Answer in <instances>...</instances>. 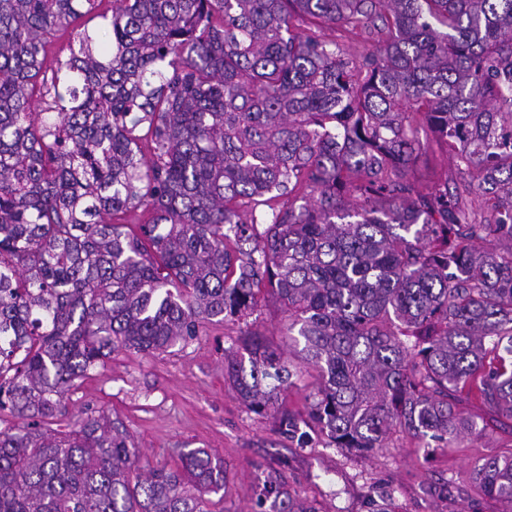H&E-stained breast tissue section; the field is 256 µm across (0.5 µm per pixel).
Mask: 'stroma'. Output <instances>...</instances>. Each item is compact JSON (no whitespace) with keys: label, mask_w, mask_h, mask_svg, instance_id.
<instances>
[{"label":"stroma","mask_w":512,"mask_h":512,"mask_svg":"<svg viewBox=\"0 0 512 512\" xmlns=\"http://www.w3.org/2000/svg\"><path fill=\"white\" fill-rule=\"evenodd\" d=\"M241 328L233 320L209 323L185 347L114 352L67 394L66 413L50 428L69 430L91 412L119 418L149 467L173 464L180 448L207 449L226 468L224 512H252L267 475L314 501L319 512H369L373 489L391 492L393 512H505L475 490L470 476L478 458L512 446V431L490 426L428 457L412 438L360 456L297 447L276 433L271 415L248 410L224 377V351Z\"/></svg>","instance_id":"1"}]
</instances>
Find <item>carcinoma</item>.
Segmentation results:
<instances>
[{"label": "carcinoma", "mask_w": 512, "mask_h": 512, "mask_svg": "<svg viewBox=\"0 0 512 512\" xmlns=\"http://www.w3.org/2000/svg\"><path fill=\"white\" fill-rule=\"evenodd\" d=\"M426 130L459 177L418 183ZM263 291L286 355L248 321ZM228 318L224 374L290 441L512 421V0H0V512H215L207 449L147 471L118 421L45 422L112 352ZM473 481L512 512V448ZM254 512L319 510L275 478ZM313 379H303L297 381L296 385L281 392L279 402L295 410H304L306 405L310 402L309 394L312 392V386L309 385Z\"/></svg>", "instance_id": "cac0c4a2"}]
</instances>
